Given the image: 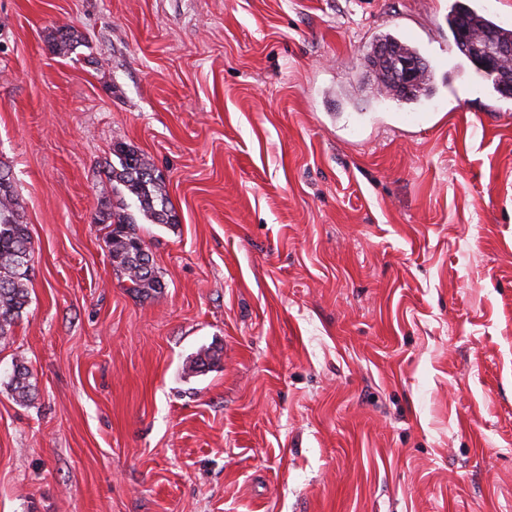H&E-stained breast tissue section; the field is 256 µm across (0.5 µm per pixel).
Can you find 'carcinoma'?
Here are the masks:
<instances>
[{
	"mask_svg": "<svg viewBox=\"0 0 512 512\" xmlns=\"http://www.w3.org/2000/svg\"><path fill=\"white\" fill-rule=\"evenodd\" d=\"M453 40L457 50L475 67L482 78L494 79V90L501 96H512V58L500 64L501 72L489 73L480 66L483 51L480 49L481 36L494 34L497 41L512 45V32L507 34L495 24H485L467 12H459L451 21ZM54 50L67 55L79 43L74 28L62 26L53 36ZM391 48L392 53L421 63V80L431 73L430 65L418 52L404 48L398 38L387 33L376 41L374 49ZM387 88L397 95V100L413 103L419 99L420 88L408 91L397 89L393 78L384 74ZM120 167L112 168L108 180L111 188L123 187V196L107 212H101L97 223L108 225L109 256L119 270L132 284L130 290L147 295L161 287V281L152 264L148 248L136 233L130 210L135 208L155 224H172V207L165 190L164 178L145 159L123 146L116 149ZM22 205L10 178V170L0 165V341L9 336L15 324L29 304L27 282L30 279L32 241L28 225L21 215ZM12 390L17 399L29 400L34 392L29 380V370L22 363L14 364L11 379Z\"/></svg>",
	"mask_w": 512,
	"mask_h": 512,
	"instance_id": "obj_1",
	"label": "carcinoma"
}]
</instances>
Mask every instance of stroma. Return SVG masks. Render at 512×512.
Wrapping results in <instances>:
<instances>
[{
  "label": "stroma",
  "mask_w": 512,
  "mask_h": 512,
  "mask_svg": "<svg viewBox=\"0 0 512 512\" xmlns=\"http://www.w3.org/2000/svg\"><path fill=\"white\" fill-rule=\"evenodd\" d=\"M441 2L0 0L33 246L0 512H512V98L448 100L474 76ZM407 29L435 75L414 103L367 61ZM118 143L176 215L134 216L146 298L95 221ZM11 386L20 401H27L32 397L34 388L29 380V370L23 362L14 364Z\"/></svg>",
  "instance_id": "stroma-1"
}]
</instances>
